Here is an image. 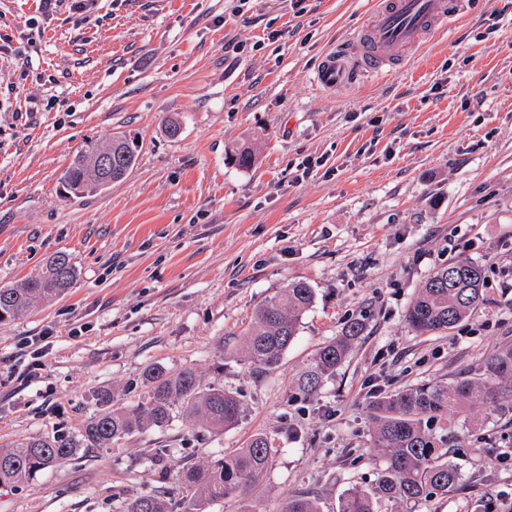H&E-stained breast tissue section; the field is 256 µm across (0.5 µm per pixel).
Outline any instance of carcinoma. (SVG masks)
I'll return each mask as SVG.
<instances>
[{
	"mask_svg": "<svg viewBox=\"0 0 512 512\" xmlns=\"http://www.w3.org/2000/svg\"><path fill=\"white\" fill-rule=\"evenodd\" d=\"M105 153L112 155V169L108 171L97 167V160ZM229 159L242 169H250L256 162L255 153L247 146L233 150ZM136 160L137 145L125 135L114 136L105 145L90 142L61 173L59 184L70 196L96 192L124 177ZM76 277L68 255L54 254L22 287L0 288V322L22 318L38 304L64 295ZM313 299V288L295 282L258 305L242 334L240 353L244 360L262 371L277 368L298 336L301 318ZM482 300V268L469 261L452 262L437 269L419 288L405 320L419 335L442 333L465 319ZM362 330L361 322L352 321L339 336L323 343L299 377V389L316 392L336 373ZM143 386L142 400L127 410L112 407V395L100 393V412L75 436H35L16 448L1 444L0 486L26 484L78 448L108 450L136 432L166 428L176 418L208 432H222L242 418L243 406L236 394L224 390L221 383L204 381L191 366L172 371L152 365L144 373ZM508 399L512 401V346L485 359L471 377L445 384H418L373 401V447L383 459L380 476L371 488L349 489L337 512H380L383 502L415 503L436 491H454L461 475L448 456V437L437 433L433 423H448L450 407L463 411L482 406L498 411ZM274 452L268 438L257 433L244 447L205 467H178L182 512H204L209 502L256 489ZM122 512L173 510L167 499L148 493L127 500ZM276 512H322V506L319 498L300 493L288 496Z\"/></svg>",
	"mask_w": 512,
	"mask_h": 512,
	"instance_id": "obj_1",
	"label": "carcinoma"
}]
</instances>
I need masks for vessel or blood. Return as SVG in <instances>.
<instances>
[{
	"mask_svg": "<svg viewBox=\"0 0 512 512\" xmlns=\"http://www.w3.org/2000/svg\"><path fill=\"white\" fill-rule=\"evenodd\" d=\"M490 0H385L370 23L325 57L316 83L332 89L356 77L380 75L400 63L404 51L458 21L464 10L485 8Z\"/></svg>",
	"mask_w": 512,
	"mask_h": 512,
	"instance_id": "obj_1",
	"label": "vessel or blood"
}]
</instances>
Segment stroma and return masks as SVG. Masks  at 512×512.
<instances>
[{
	"label": "stroma",
	"instance_id": "stroma-1",
	"mask_svg": "<svg viewBox=\"0 0 512 512\" xmlns=\"http://www.w3.org/2000/svg\"><path fill=\"white\" fill-rule=\"evenodd\" d=\"M370 0H0V287L69 255L63 297L0 323V444L77 434L109 391L128 409L146 366L194 367L238 393L221 433L174 421L109 450L76 449L0 512H122L166 490L149 454L207 464L253 434L275 453L261 512L302 490L336 512L382 464L375 398L452 382L512 345V0L462 15L380 80L326 90L323 54L363 28ZM26 80H19L20 70ZM178 136H169L168 123ZM139 141L105 191L64 197L58 178L87 140ZM250 140L251 169L230 163ZM324 168L301 176L305 159ZM467 260L485 300L445 333L419 335L405 311L439 267ZM295 281L314 301L279 367L233 350L255 307ZM352 320L364 331L311 396L296 380ZM51 333L28 376L29 339ZM457 491L382 512H512V411L448 416Z\"/></svg>",
	"mask_w": 512,
	"mask_h": 512
}]
</instances>
